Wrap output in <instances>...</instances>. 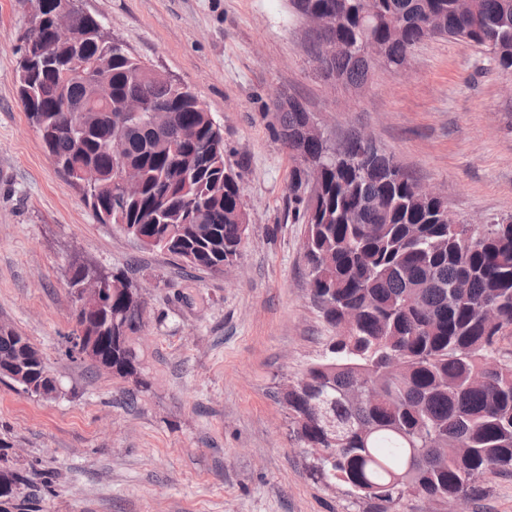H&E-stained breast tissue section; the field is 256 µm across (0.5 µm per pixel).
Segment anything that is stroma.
<instances>
[{"instance_id": "35a3bbf8", "label": "stroma", "mask_w": 512, "mask_h": 512, "mask_svg": "<svg viewBox=\"0 0 512 512\" xmlns=\"http://www.w3.org/2000/svg\"><path fill=\"white\" fill-rule=\"evenodd\" d=\"M151 67L198 94L241 176L249 228L224 273L183 267L99 223L42 148L17 94L24 0H0V323L42 353L57 397L0 379V440L38 486V512H382L322 482L280 395L325 352L306 284L294 163L273 101L299 100L325 134H373L466 224L512 216V94L491 54L428 39L360 92L316 72L288 0H82ZM127 272L146 305L132 345L148 387L66 356L72 255ZM457 512H512V474L486 473Z\"/></svg>"}]
</instances>
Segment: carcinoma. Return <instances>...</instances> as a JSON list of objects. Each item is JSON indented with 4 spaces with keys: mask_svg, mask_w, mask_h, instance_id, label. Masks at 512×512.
<instances>
[{
    "mask_svg": "<svg viewBox=\"0 0 512 512\" xmlns=\"http://www.w3.org/2000/svg\"><path fill=\"white\" fill-rule=\"evenodd\" d=\"M293 11L327 14L332 28L313 37V58L347 86L360 89L371 68L408 64L430 38L462 40L488 51L512 74V0H289ZM80 32L103 30L73 44L32 48L18 66V95L51 163L67 179L92 165L98 183L81 189L102 224H113L147 248L188 267L219 273L241 257L249 214L239 175L224 163V136L211 113L83 10ZM336 45L330 59L326 44ZM111 89L100 112L80 127L59 128L62 106ZM133 96L144 108L126 118ZM303 105L278 115L276 135L295 166L291 197L305 224L308 285L331 328L328 351L288 383L283 402L302 447L323 480H339L381 503L412 493L444 503L465 500L489 470L512 472V361L493 358L512 334V219L462 224L440 197L416 192L418 181L379 149L362 151L356 135L332 148L310 140ZM124 144L121 157L110 143ZM321 168L307 193L306 163ZM134 170L137 190L120 182ZM117 284L99 310H73L76 330L98 323L96 364L136 387L144 385L133 335L145 301L136 285ZM25 358L22 391L58 392L42 353L0 323V366ZM32 483L0 453V501L26 512L21 489Z\"/></svg>",
    "mask_w": 512,
    "mask_h": 512,
    "instance_id": "carcinoma-1",
    "label": "carcinoma"
}]
</instances>
